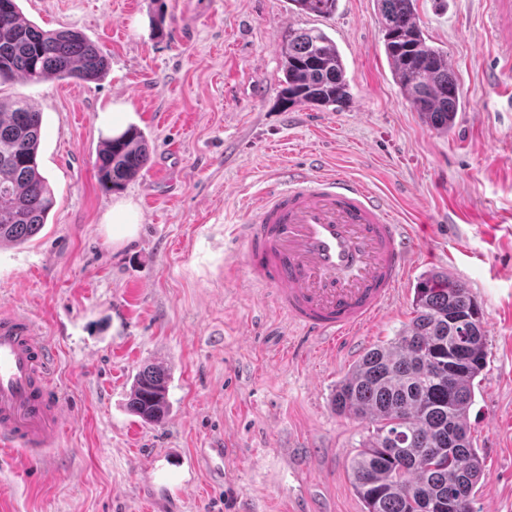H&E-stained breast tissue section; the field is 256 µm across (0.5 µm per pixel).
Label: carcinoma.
I'll return each instance as SVG.
<instances>
[{
	"label": "carcinoma",
	"mask_w": 512,
	"mask_h": 512,
	"mask_svg": "<svg viewBox=\"0 0 512 512\" xmlns=\"http://www.w3.org/2000/svg\"><path fill=\"white\" fill-rule=\"evenodd\" d=\"M296 10L329 18L338 0H291ZM384 50L394 80L425 124L441 133L455 127L462 93L448 55L427 43L416 0H376ZM282 98L286 105L337 109L351 97L343 57L320 29L281 36ZM109 59L71 29L44 30L26 19L17 0H0V85L16 79L98 80ZM42 113L22 98L0 97V245L22 243L46 224L54 204L39 170ZM137 127L103 143L96 161L106 191L123 188L149 160ZM413 317L390 341L369 349L336 384L339 416L371 426L352 459L349 476L365 512H424L453 499L457 512H475L484 475L468 411L484 370L487 338L480 308L467 284L446 274L423 275L414 288ZM168 375L146 367L135 377L128 404L147 423L169 412ZM397 448L387 451L388 445Z\"/></svg>",
	"instance_id": "obj_1"
}]
</instances>
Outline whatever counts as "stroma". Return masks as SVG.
<instances>
[{"instance_id": "1", "label": "stroma", "mask_w": 512, "mask_h": 512, "mask_svg": "<svg viewBox=\"0 0 512 512\" xmlns=\"http://www.w3.org/2000/svg\"><path fill=\"white\" fill-rule=\"evenodd\" d=\"M43 29H73L110 68L99 81H18L0 93L41 112L39 169L55 205L32 239L0 245V307L32 315L57 352L69 419L58 453L0 458V512H364L349 478L366 423L331 406L338 381L412 318L419 278L453 274L482 310L487 366L468 413L485 474L476 512H512V66L507 5L417 0L463 94L451 133L431 129L394 81L376 0L333 17L290 0H20ZM319 28L346 65L338 111L280 98L281 36ZM128 104L148 138L133 181L104 192L99 113ZM321 157L386 195L415 249L387 310L323 354L253 287L230 243L266 181ZM131 203L116 242L104 217ZM169 376L170 413L128 408L144 366ZM224 457L197 466L199 449ZM107 224H112V239L119 242L131 237L138 224V213L130 204H122L112 208V218Z\"/></svg>"}]
</instances>
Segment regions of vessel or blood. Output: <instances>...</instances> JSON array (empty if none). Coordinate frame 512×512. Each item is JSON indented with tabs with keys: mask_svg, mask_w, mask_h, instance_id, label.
<instances>
[{
	"mask_svg": "<svg viewBox=\"0 0 512 512\" xmlns=\"http://www.w3.org/2000/svg\"><path fill=\"white\" fill-rule=\"evenodd\" d=\"M251 212L234 236L245 273L303 335L350 342L392 302L413 243L387 197L344 174L292 170ZM55 360L32 317L0 310V449L38 458L59 447L68 412Z\"/></svg>",
	"mask_w": 512,
	"mask_h": 512,
	"instance_id": "1",
	"label": "vessel or blood"
}]
</instances>
